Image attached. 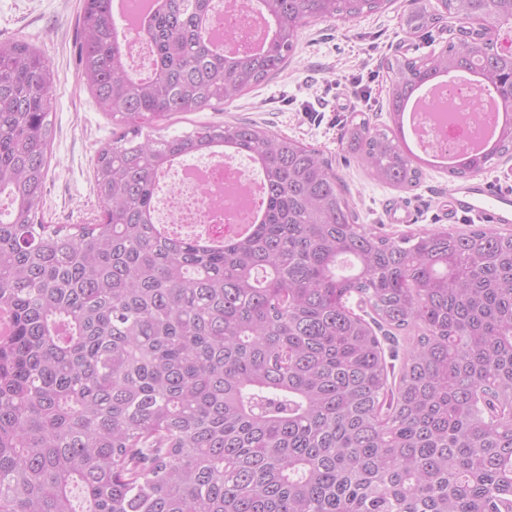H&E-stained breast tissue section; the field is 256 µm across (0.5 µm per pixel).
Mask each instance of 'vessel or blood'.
Instances as JSON below:
<instances>
[{"label": "vessel or blood", "instance_id": "vessel-or-blood-1", "mask_svg": "<svg viewBox=\"0 0 512 512\" xmlns=\"http://www.w3.org/2000/svg\"><path fill=\"white\" fill-rule=\"evenodd\" d=\"M448 218H473L484 224H512V193L481 179L456 186L445 202Z\"/></svg>", "mask_w": 512, "mask_h": 512}]
</instances>
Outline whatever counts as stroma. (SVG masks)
<instances>
[{"label": "stroma", "mask_w": 512, "mask_h": 512, "mask_svg": "<svg viewBox=\"0 0 512 512\" xmlns=\"http://www.w3.org/2000/svg\"><path fill=\"white\" fill-rule=\"evenodd\" d=\"M408 0H393L377 13L350 21L314 22L302 28L287 67L233 103L174 116L159 126L163 135L193 131L206 123L250 121L312 145L331 158L343 177L361 223L391 235L447 227L440 203L452 182L447 172L425 169L419 186L400 191L373 180L340 146L345 124L356 114L389 123L387 58L423 57L459 35L444 18L424 35L403 30ZM83 0H0V41L22 39L35 46L59 74L54 90L55 138L46 183L45 223L90 224L100 207L93 192V166L112 138L111 118L95 104L78 63ZM404 200L416 210L413 223L392 222L388 206Z\"/></svg>", "instance_id": "1"}]
</instances>
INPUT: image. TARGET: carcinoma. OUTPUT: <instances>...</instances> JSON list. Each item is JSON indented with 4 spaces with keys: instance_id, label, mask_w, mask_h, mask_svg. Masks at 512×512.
Instances as JSON below:
<instances>
[{
    "instance_id": "carcinoma-1",
    "label": "carcinoma",
    "mask_w": 512,
    "mask_h": 512,
    "mask_svg": "<svg viewBox=\"0 0 512 512\" xmlns=\"http://www.w3.org/2000/svg\"><path fill=\"white\" fill-rule=\"evenodd\" d=\"M157 2L137 77L112 0H84L82 75L119 129L95 158L94 224L44 223L58 73L0 42V512H512V230L391 238L297 139L250 122L153 134L279 74L306 24L392 0H247L274 34L231 56L202 36L213 0ZM438 2L474 37L387 59L393 118L450 69L512 89L495 38L512 0ZM439 20L429 0L401 14L409 34ZM401 139L362 115L341 145L407 191L423 171ZM222 146L257 165L261 220L209 243L160 232L162 175ZM503 157L512 122L448 175ZM383 328L417 331L396 382Z\"/></svg>"
}]
</instances>
